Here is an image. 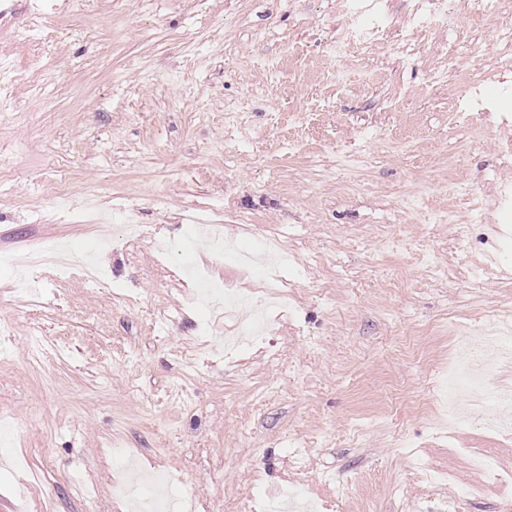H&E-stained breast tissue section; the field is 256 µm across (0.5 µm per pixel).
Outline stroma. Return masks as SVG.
<instances>
[{
	"mask_svg": "<svg viewBox=\"0 0 512 512\" xmlns=\"http://www.w3.org/2000/svg\"><path fill=\"white\" fill-rule=\"evenodd\" d=\"M365 4L384 34L340 56L345 0L0 17V255L72 251L35 296L0 262V512H126L113 485L153 470L193 512L288 486L316 512H502L512 436L439 410L474 397L448 390L458 339L512 326V0L435 31L409 26L426 0ZM192 224L251 268L188 247ZM187 258L244 302L193 301ZM260 311L262 340L208 341Z\"/></svg>",
	"mask_w": 512,
	"mask_h": 512,
	"instance_id": "obj_1",
	"label": "stroma"
}]
</instances>
